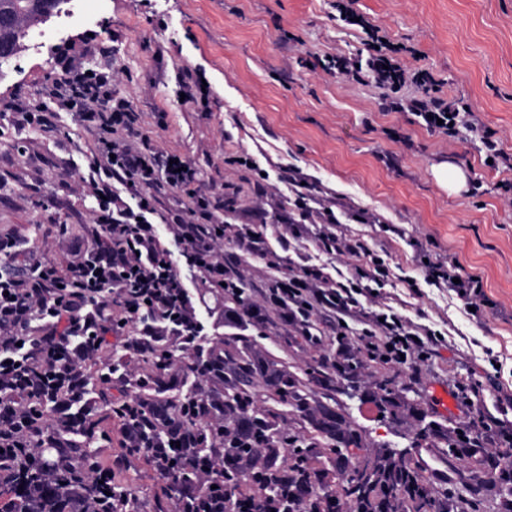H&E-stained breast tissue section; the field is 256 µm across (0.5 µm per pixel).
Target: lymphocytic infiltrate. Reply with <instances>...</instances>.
I'll return each mask as SVG.
<instances>
[{
	"label": "lymphocytic infiltrate",
	"mask_w": 512,
	"mask_h": 512,
	"mask_svg": "<svg viewBox=\"0 0 512 512\" xmlns=\"http://www.w3.org/2000/svg\"><path fill=\"white\" fill-rule=\"evenodd\" d=\"M64 111L90 122L96 132L89 165L94 230L75 245L66 264L42 255L21 270L12 262L23 249L21 240L0 236V336H43L54 355L72 350L71 338L79 326L133 350L141 347L143 336L177 334V319L193 318L195 311L158 227L167 225L188 266L211 286L238 282L237 272L214 251L224 228L219 219L223 197L196 198V171L177 170L170 155L141 134L128 101L113 98L109 70L91 67L82 57L70 58L65 72L45 86L38 103L17 106V125L33 132ZM167 192L185 196L180 209L159 210L157 197ZM335 208L329 200H319L313 208L304 196L294 198L292 209L300 219L314 216L323 225L316 243L322 261L289 265L287 276L268 288L271 302L291 324L308 308L331 312L337 336L364 364H371L382 346L388 348L391 364L428 361L444 335L408 322L387 303L381 289L391 281L389 265L361 238L339 230ZM338 256L348 258L346 271L329 273L328 260ZM425 269L428 285L450 289L465 307L487 305L479 279L463 274L456 259L439 257ZM148 302L156 307L157 319L143 336L125 333V325L137 322ZM464 439L469 447L489 449L490 465L496 469L503 449L512 447V426L492 416L468 425Z\"/></svg>",
	"instance_id": "obj_1"
}]
</instances>
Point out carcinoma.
Returning a JSON list of instances; mask_svg holds the SVG:
<instances>
[{"label": "carcinoma", "instance_id": "carcinoma-1", "mask_svg": "<svg viewBox=\"0 0 512 512\" xmlns=\"http://www.w3.org/2000/svg\"><path fill=\"white\" fill-rule=\"evenodd\" d=\"M51 2L0 0V63L15 57L29 32L46 22ZM225 292L228 313L248 306L245 289ZM21 341L29 351L22 367L38 364L44 338L23 336ZM179 352L169 342L145 345L139 354L148 371L129 382V402L112 400L123 357L105 359L101 352L81 356V377L69 386L11 391L29 426L0 453V512H138L132 488L113 478L99 443L112 441L114 419L139 427L147 443L164 438L163 431L146 427L140 402L165 405L195 436L191 447L177 449L164 462L146 448L125 449L124 456L144 460L159 475L153 512H167L189 487L206 498L213 485L228 502L239 501L250 512H443L448 489L437 498L422 467L392 450L356 459L358 483L344 475L353 460L351 449L364 447L362 435L311 385L346 381L354 388L360 361L341 368L319 359L300 377L272 357L244 356L230 344L210 346L194 356L190 369L198 376H222L223 387L206 396L184 385L170 395ZM374 395L392 415L403 406L388 375L377 381ZM285 408L299 417V430L279 425ZM446 447L448 464L463 465L472 477L453 490L461 512H497L477 494L478 482L487 475L486 453L462 447L454 429L447 432ZM312 477L320 481L314 496L308 492Z\"/></svg>", "mask_w": 512, "mask_h": 512}]
</instances>
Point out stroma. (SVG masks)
<instances>
[{
  "instance_id": "35a3bbf8",
  "label": "stroma",
  "mask_w": 512,
  "mask_h": 512,
  "mask_svg": "<svg viewBox=\"0 0 512 512\" xmlns=\"http://www.w3.org/2000/svg\"><path fill=\"white\" fill-rule=\"evenodd\" d=\"M80 0H69L48 27L63 35L42 54L20 50L14 68L0 72V234L24 240L30 252L66 261L56 252L59 233L76 243L92 229L88 207L91 130L69 113L52 127L16 131L13 107L37 98L61 71L64 57L94 49L96 65L112 71V91L127 99L138 125L156 147L181 155L199 171L203 194L224 197V221L262 233L267 255H243L231 242L216 251L231 260L262 321L238 327L224 312V292L200 275H188L178 246L170 254L192 298L197 318L213 343L247 338L246 354L273 357L299 374L334 357L336 335L328 318L311 314L310 335H300L264 301L272 280L270 254L293 237L292 260L314 255L321 227L292 230L288 200L302 192L331 197L371 224L345 220V228L373 248H388L394 263V307L416 323H436L451 343L439 348L418 373L390 368L404 399L442 429L459 425L457 406L438 394L450 376L480 383L486 401L469 415L480 423L498 414V392L512 390V202L499 184L512 170L484 164L483 134L512 155V0H109L91 21L80 20ZM364 18L391 42L405 45L399 58L428 71L432 96L472 113L476 132L455 138L433 131L410 109L423 88L406 81L398 90L365 71L339 77L326 56L356 57L368 46L361 26L340 8ZM207 83L205 99L182 101V70ZM250 155L256 168L236 164ZM448 163L464 176L460 189L443 188L436 168ZM269 172L261 179L259 170ZM456 258L479 278L489 299L472 317L447 291L423 282L421 260ZM418 282L411 291L410 282ZM500 353L499 366L488 351ZM379 369L360 376V397L335 392L338 407L356 425L366 449L404 451L424 466L434 486L453 473L440 439L421 440L409 411H382L373 395ZM112 473L130 483L140 512H152L158 478L144 462L120 464L113 447Z\"/></svg>"
}]
</instances>
